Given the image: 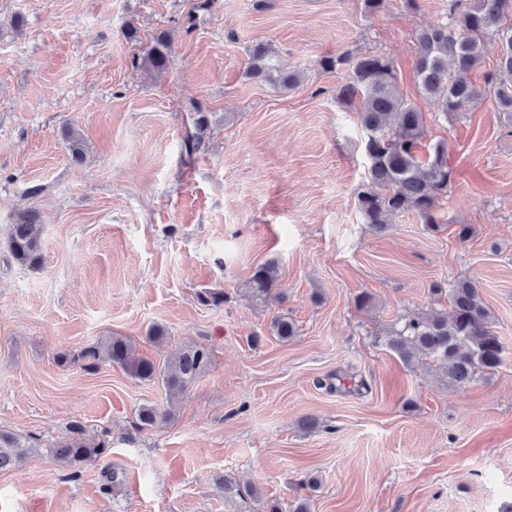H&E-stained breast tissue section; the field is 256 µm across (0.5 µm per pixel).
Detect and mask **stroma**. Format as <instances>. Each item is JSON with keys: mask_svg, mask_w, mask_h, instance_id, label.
<instances>
[{"mask_svg": "<svg viewBox=\"0 0 512 512\" xmlns=\"http://www.w3.org/2000/svg\"><path fill=\"white\" fill-rule=\"evenodd\" d=\"M447 16L448 0L374 14L363 0H0V430L34 444L0 472V512H293L303 498L311 512H512V126L491 100L449 121L420 93L411 35ZM160 31L173 46L156 74L139 57ZM258 43L303 72L299 87L248 74ZM347 50L389 57L428 142L447 141L441 231L412 214L364 224L362 133L336 101L346 73L318 65ZM27 212L45 227L34 268L8 248ZM270 260L281 298L263 302L246 283ZM457 277L477 281L503 346L461 388L381 343L446 308L430 287ZM212 289L224 304L200 303ZM279 315L291 341L268 332ZM155 325L164 344L146 339ZM112 334L161 368L209 350L171 418L134 427L140 407H166L161 381L58 365ZM77 426L111 441L118 485L54 460ZM227 475L257 498L224 493Z\"/></svg>", "mask_w": 512, "mask_h": 512, "instance_id": "1", "label": "stroma"}]
</instances>
